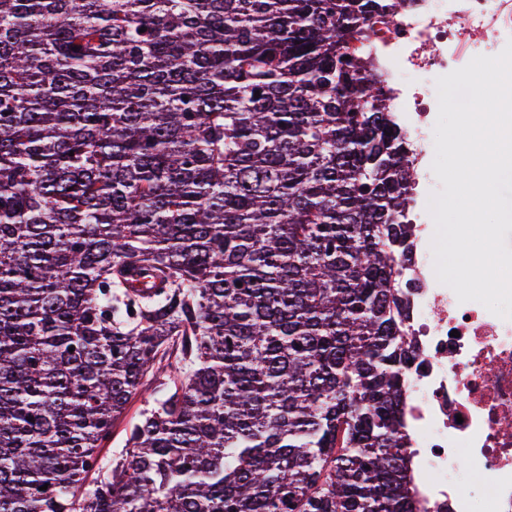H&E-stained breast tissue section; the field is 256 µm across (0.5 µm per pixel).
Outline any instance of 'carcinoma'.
Masks as SVG:
<instances>
[{"instance_id": "cac0c4a2", "label": "carcinoma", "mask_w": 512, "mask_h": 512, "mask_svg": "<svg viewBox=\"0 0 512 512\" xmlns=\"http://www.w3.org/2000/svg\"><path fill=\"white\" fill-rule=\"evenodd\" d=\"M377 12L0 0V512H414ZM152 382L149 377L144 380L147 391L143 395L135 396L129 401L125 412L114 421L110 439L104 443L102 448H99V458L104 470L112 462V459L119 456L124 450L126 431L131 424L138 420L140 412L145 407L146 403L144 401L153 386H155Z\"/></svg>"}]
</instances>
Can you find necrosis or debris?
<instances>
[{"mask_svg":"<svg viewBox=\"0 0 512 512\" xmlns=\"http://www.w3.org/2000/svg\"><path fill=\"white\" fill-rule=\"evenodd\" d=\"M357 50L390 92L414 179L402 251L415 359L404 393L417 512H512V319L459 302L433 268L435 81L512 39V0H379Z\"/></svg>","mask_w":512,"mask_h":512,"instance_id":"necrosis-or-debris-1","label":"necrosis or debris"}]
</instances>
